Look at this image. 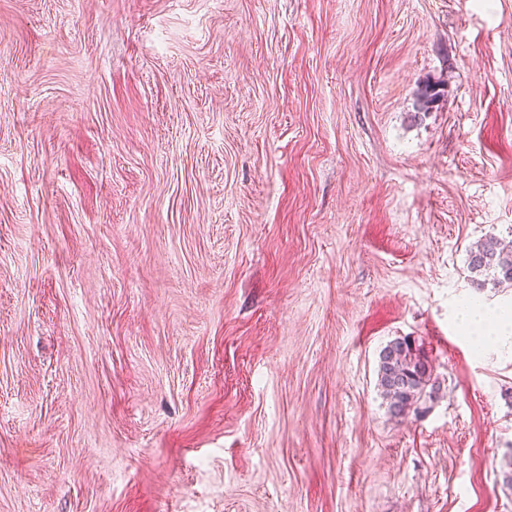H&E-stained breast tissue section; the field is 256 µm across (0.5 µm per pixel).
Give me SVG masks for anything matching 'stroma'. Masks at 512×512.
<instances>
[{"instance_id": "stroma-1", "label": "stroma", "mask_w": 512, "mask_h": 512, "mask_svg": "<svg viewBox=\"0 0 512 512\" xmlns=\"http://www.w3.org/2000/svg\"><path fill=\"white\" fill-rule=\"evenodd\" d=\"M487 236L512 0H0V512H512ZM467 260L471 273L475 274L473 288L481 290L489 281L495 285L512 282V250L502 246L495 237L474 243L468 250ZM461 319L468 328H472L469 335L474 334L475 336H469V339L476 347L480 346L481 342L483 344L491 333L505 334L508 332L506 327H512V315H510V319H503L496 314L489 315L488 312L476 305L470 307L468 311L463 309ZM493 321L497 325L491 327ZM432 372L428 357L410 337H396L383 347L377 378L390 417L400 419L425 412L426 397L431 399L437 389Z\"/></svg>"}]
</instances>
